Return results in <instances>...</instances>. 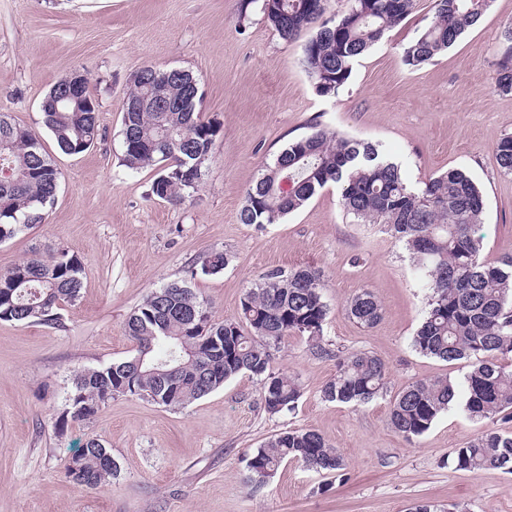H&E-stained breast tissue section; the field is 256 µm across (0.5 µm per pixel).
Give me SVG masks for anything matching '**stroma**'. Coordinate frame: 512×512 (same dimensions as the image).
<instances>
[{"instance_id": "stroma-1", "label": "stroma", "mask_w": 512, "mask_h": 512, "mask_svg": "<svg viewBox=\"0 0 512 512\" xmlns=\"http://www.w3.org/2000/svg\"><path fill=\"white\" fill-rule=\"evenodd\" d=\"M240 6L0 0V113L35 132L62 172L44 221L0 243V273L50 249L68 250L84 268L79 297L59 324L0 321V512H406L417 501L512 512V473L445 462L482 423L453 409L409 441L388 425L391 403L410 382L459 380L467 370L465 362L414 350L424 290L402 245L381 225L347 217L333 186L280 223L259 229L239 220L265 165L317 124L382 145L415 186L451 168L467 171L486 196L483 258L512 257V175L494 157L498 140L512 134V95L492 81L512 0H493L477 27L413 68L403 50L434 15V0H417L332 97L315 92L300 64L304 39L285 42L259 10L244 14ZM146 64L191 72L202 92L200 120L220 129L197 192L178 205L152 196L155 169L122 162V101ZM76 71L98 103L100 137L67 155L45 128L41 103ZM214 251L227 254L224 270L190 276ZM298 266L323 275V344L386 361L382 397L359 407L324 401L336 360L293 335L271 368L298 378L294 410L266 412L260 381L243 373L185 406L120 395L90 420L58 428L78 370L133 356L125 324L151 290L183 284L221 321L237 317L245 290L263 273ZM365 290L383 307L370 328L345 311ZM289 428L321 433L344 457L345 476L290 461L264 483H247L248 455ZM91 438L111 452L119 474L82 489L64 470Z\"/></svg>"}]
</instances>
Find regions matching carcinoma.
I'll use <instances>...</instances> for the list:
<instances>
[{
	"label": "carcinoma",
	"mask_w": 512,
	"mask_h": 512,
	"mask_svg": "<svg viewBox=\"0 0 512 512\" xmlns=\"http://www.w3.org/2000/svg\"><path fill=\"white\" fill-rule=\"evenodd\" d=\"M492 0H434L430 26L404 49V62L419 67L453 46L474 26ZM329 0H276L278 12L264 13L281 39L294 41L314 30L304 44L302 66L321 96L338 93L355 61L385 33L408 17L415 0H347V10L328 14ZM497 63L496 88L512 94V26ZM173 68L146 65L132 76L128 101L149 93L144 77H166ZM167 94L179 99L188 71L167 77ZM57 82L42 102L43 122L58 148L83 153L100 135L97 103L84 87L83 112L56 110ZM200 97L181 112H123V162L130 169L160 165L151 194L180 203L197 189L201 171L215 149L219 128L196 113ZM501 172L512 175V134L494 148ZM61 172L38 136L0 113V242L43 219L54 203ZM329 184L339 187L341 204L360 224H381L405 245L414 271L428 291L427 310L413 336L420 354L445 362L465 361L459 382L448 377L416 380L393 401L389 424L406 439L428 431L436 419L458 406L475 422H487L476 438L451 449L457 470L502 469L512 473V433L493 423L512 419V259L497 264L482 257L486 198L464 171L449 169L413 188L401 165L378 145L318 125L288 144L250 186L240 221L263 229L303 208ZM227 257L213 252L201 265L204 275L224 269ZM83 266L65 250L35 252L0 273V321L55 325L61 307L74 301ZM324 282L310 267L272 269L245 291L238 317L217 322L207 302L177 283L151 291L130 314L126 332L136 344L129 359L75 375L74 391L57 424L86 421L112 398L138 396L157 405L183 406L249 373L260 378L264 406L274 415L295 409L302 388L287 372L271 371L272 350L292 334L306 336L319 352L329 306ZM346 311L363 327L375 325L383 308L363 291ZM336 375L321 393L325 400L359 406L383 394L387 365L370 352L336 353ZM297 461L318 472L345 476L343 456L311 429L275 434L247 458V481L261 482L284 462ZM74 484L95 489L118 475V464L97 439L88 440L65 469Z\"/></svg>",
	"instance_id": "1"
}]
</instances>
